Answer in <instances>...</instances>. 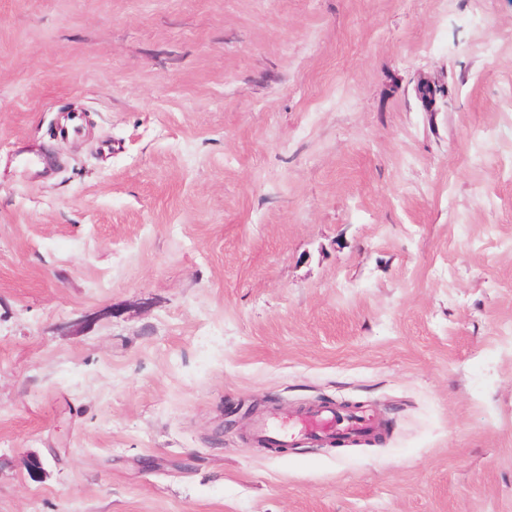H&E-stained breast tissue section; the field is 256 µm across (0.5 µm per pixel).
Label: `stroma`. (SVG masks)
Listing matches in <instances>:
<instances>
[{
  "instance_id": "stroma-1",
  "label": "stroma",
  "mask_w": 512,
  "mask_h": 512,
  "mask_svg": "<svg viewBox=\"0 0 512 512\" xmlns=\"http://www.w3.org/2000/svg\"><path fill=\"white\" fill-rule=\"evenodd\" d=\"M0 512H512V0H0ZM380 431V424L374 418L341 416L332 404H316L288 418V422L276 415L262 417L254 423L251 433L255 440L270 442L277 448H293L298 441L366 442Z\"/></svg>"
}]
</instances>
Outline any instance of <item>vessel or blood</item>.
<instances>
[{
    "label": "vessel or blood",
    "mask_w": 512,
    "mask_h": 512,
    "mask_svg": "<svg viewBox=\"0 0 512 512\" xmlns=\"http://www.w3.org/2000/svg\"><path fill=\"white\" fill-rule=\"evenodd\" d=\"M381 431L379 423L364 415L342 416L330 404H316L298 412L288 421L270 415L258 419L252 430L254 439L290 448L300 441L312 444L323 442H365Z\"/></svg>",
    "instance_id": "vessel-or-blood-1"
}]
</instances>
